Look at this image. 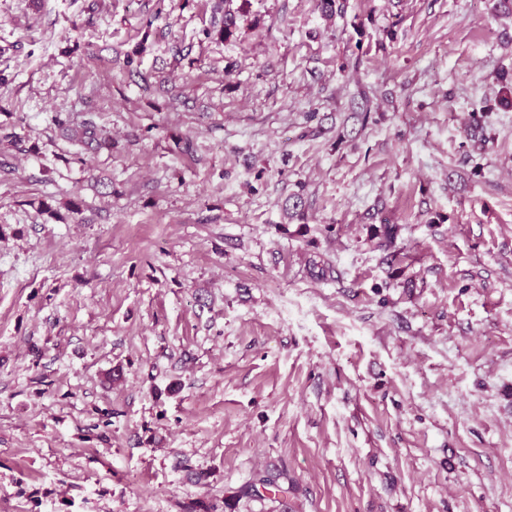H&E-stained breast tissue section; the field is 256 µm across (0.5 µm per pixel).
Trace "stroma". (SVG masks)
I'll list each match as a JSON object with an SVG mask.
<instances>
[{
  "label": "stroma",
  "mask_w": 512,
  "mask_h": 512,
  "mask_svg": "<svg viewBox=\"0 0 512 512\" xmlns=\"http://www.w3.org/2000/svg\"><path fill=\"white\" fill-rule=\"evenodd\" d=\"M248 10L0 0V512H512V12ZM249 0H243V3L236 8V10H232L229 7L224 8V24L217 31V36L220 39H224L225 41L233 38L238 29H239V21L242 17L246 16L248 13L247 5ZM57 126L66 133L68 138L82 148L92 146L95 143L97 148H111L112 141L103 136L102 131L93 122H83L79 128H71L69 125L55 119ZM280 480H286L288 482L287 475L283 472H266L256 478L254 482L240 489L235 497H256L264 499L268 497L266 494L276 496L280 493H288V487L284 488ZM259 488L262 489V492Z\"/></svg>",
  "instance_id": "35a3bbf8"
}]
</instances>
